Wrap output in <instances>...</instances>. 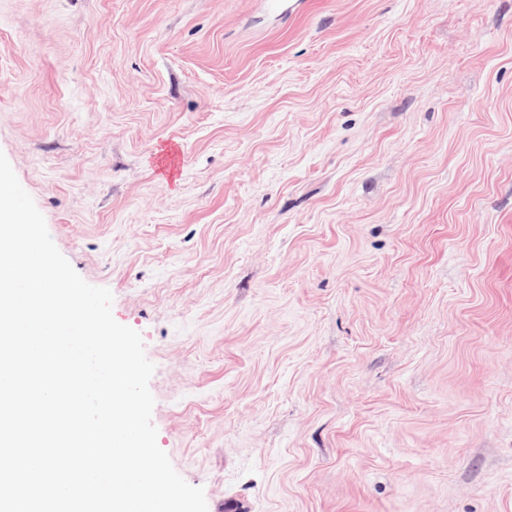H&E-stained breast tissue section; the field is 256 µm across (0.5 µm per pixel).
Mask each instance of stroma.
<instances>
[{
    "mask_svg": "<svg viewBox=\"0 0 512 512\" xmlns=\"http://www.w3.org/2000/svg\"><path fill=\"white\" fill-rule=\"evenodd\" d=\"M0 0V152L208 512H512V0Z\"/></svg>",
    "mask_w": 512,
    "mask_h": 512,
    "instance_id": "35a3bbf8",
    "label": "stroma"
}]
</instances>
